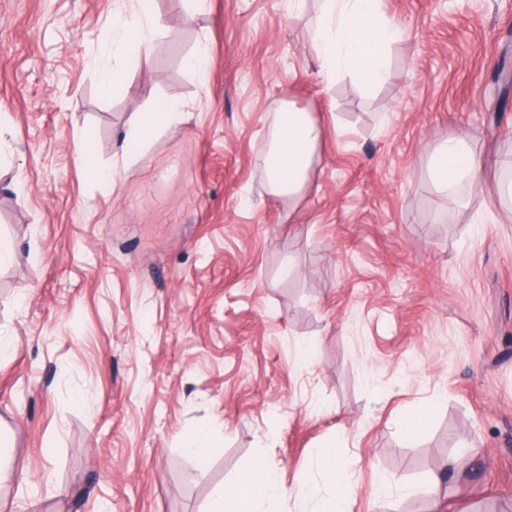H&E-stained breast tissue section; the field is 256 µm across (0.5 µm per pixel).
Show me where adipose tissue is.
<instances>
[{"instance_id":"adipose-tissue-1","label":"adipose tissue","mask_w":512,"mask_h":512,"mask_svg":"<svg viewBox=\"0 0 512 512\" xmlns=\"http://www.w3.org/2000/svg\"><path fill=\"white\" fill-rule=\"evenodd\" d=\"M155 33L153 18L147 12L113 25V57L134 52L142 62H149L148 46ZM399 36L400 30L382 10L381 0H322L312 45L320 60L323 81L332 83L348 75L360 88H373L385 78V52ZM180 110L178 101L164 99L156 102L152 111L134 113L129 120L132 138L147 144L170 128ZM322 136V128L293 104H285L277 112L271 149L263 163L272 195L294 198L308 188ZM430 170L435 182L444 188L462 182L474 188L481 178V166L461 136L437 148ZM317 467L321 478L316 481L306 465H298L296 481L286 489L264 462H256L211 503L209 512H265V503L276 495L314 502L322 483L334 492L332 499L323 502L322 512H346L351 487L337 462L335 446L323 449Z\"/></svg>"}]
</instances>
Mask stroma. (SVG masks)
Wrapping results in <instances>:
<instances>
[{
  "instance_id": "1",
  "label": "stroma",
  "mask_w": 512,
  "mask_h": 512,
  "mask_svg": "<svg viewBox=\"0 0 512 512\" xmlns=\"http://www.w3.org/2000/svg\"><path fill=\"white\" fill-rule=\"evenodd\" d=\"M381 7L402 37L364 91L322 83L317 0H0V512H206L256 460L288 487L331 441L351 512H427L447 459L441 507L512 512V0ZM145 8L149 65L113 57ZM159 99L171 128L124 142ZM285 102L324 129L292 201L261 172ZM457 136L471 194L427 166ZM76 158L91 177L114 188L112 173L107 169L98 167L93 161H91L90 150L85 144H81L77 147Z\"/></svg>"
}]
</instances>
